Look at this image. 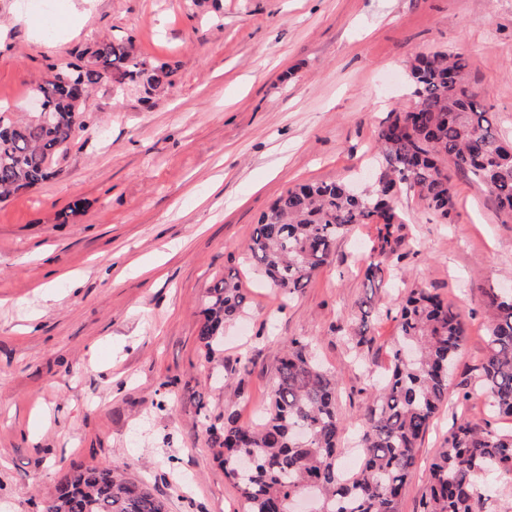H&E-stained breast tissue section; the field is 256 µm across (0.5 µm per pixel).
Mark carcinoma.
<instances>
[{
    "label": "carcinoma",
    "instance_id": "cac0c4a2",
    "mask_svg": "<svg viewBox=\"0 0 512 512\" xmlns=\"http://www.w3.org/2000/svg\"><path fill=\"white\" fill-rule=\"evenodd\" d=\"M87 62L61 69L38 84L33 96L45 112L16 119L0 112V200L53 175L67 153L90 91L103 82L121 91L139 86L151 96L174 84L176 69L149 64L133 53L129 36L96 42ZM462 54L430 51L409 66L414 105L393 109L377 131L376 146L389 166L372 190L353 194L343 181L287 189L255 224L247 245L249 266L290 297L329 263L336 240L357 224L380 225L377 247L365 259L366 287L382 283L375 253L394 254L395 225L404 223L395 188L422 200L446 221L455 209L448 164L469 174L512 217V138L495 125L468 81ZM487 353L480 383L489 406L512 417V293H483ZM246 312V296L232 277L207 289L199 342L210 357L224 328ZM398 338L391 374L375 384L363 413L361 464L342 478L336 445L343 429L336 405L338 379L293 338L280 359L277 382L261 423L242 427L229 418L208 427L211 446L233 481L245 512H291V500L314 494L315 512H398L417 451L432 418L448 399V376L466 327L461 312L438 295L414 288L396 304ZM498 472L512 478V431L463 421L429 467L423 512H486L497 492L478 479ZM43 512H166L147 486L103 465L73 469L43 505Z\"/></svg>",
    "mask_w": 512,
    "mask_h": 512
}]
</instances>
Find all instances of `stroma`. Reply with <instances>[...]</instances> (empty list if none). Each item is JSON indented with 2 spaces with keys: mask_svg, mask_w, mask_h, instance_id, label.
Masks as SVG:
<instances>
[{
  "mask_svg": "<svg viewBox=\"0 0 512 512\" xmlns=\"http://www.w3.org/2000/svg\"><path fill=\"white\" fill-rule=\"evenodd\" d=\"M46 39L30 0H0V106L24 112L51 67L121 32L136 56L176 64L173 87L98 85L85 127L39 187L0 202V512H40L79 465L118 466L168 512H241L209 444L210 423L257 422L281 351L311 340L354 423L390 366L396 299L427 288L467 336L448 400L426 433L398 512H422L427 467L457 418L512 430L478 396L485 289L512 290V218L453 173V221L401 194L403 259L363 285L378 227L336 241L291 296L242 262L260 216L289 187L384 171L376 134L412 105L410 59L467 57L486 108L512 136V0H62ZM239 279L248 315L206 358V290Z\"/></svg>",
  "mask_w": 512,
  "mask_h": 512,
  "instance_id": "stroma-1",
  "label": "stroma"
}]
</instances>
